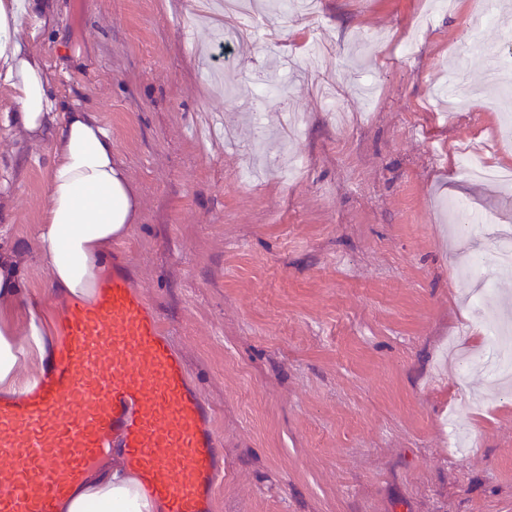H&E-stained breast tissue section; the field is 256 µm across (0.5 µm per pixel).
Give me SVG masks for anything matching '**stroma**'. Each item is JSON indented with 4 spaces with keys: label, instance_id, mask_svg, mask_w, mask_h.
<instances>
[{
    "label": "stroma",
    "instance_id": "stroma-1",
    "mask_svg": "<svg viewBox=\"0 0 512 512\" xmlns=\"http://www.w3.org/2000/svg\"><path fill=\"white\" fill-rule=\"evenodd\" d=\"M431 2L321 0L286 21L261 5L225 48L210 0H44L21 32L62 103L111 130L138 193L114 248L217 413L215 512H512V385L455 371L512 291L489 233L459 234L512 226V186L459 164L473 146L512 168L484 107L512 89L486 84L512 54V0L482 49L481 0ZM258 78L287 98L250 100ZM47 155L0 123V243L52 334L61 298L33 256Z\"/></svg>",
    "mask_w": 512,
    "mask_h": 512
}]
</instances>
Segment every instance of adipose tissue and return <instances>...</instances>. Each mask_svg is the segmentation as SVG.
Returning <instances> with one entry per match:
<instances>
[{
	"label": "adipose tissue",
	"mask_w": 512,
	"mask_h": 512,
	"mask_svg": "<svg viewBox=\"0 0 512 512\" xmlns=\"http://www.w3.org/2000/svg\"><path fill=\"white\" fill-rule=\"evenodd\" d=\"M37 0H0V87L16 104L6 126L46 139L52 148L46 198L35 252L53 288L63 295L90 296L108 258L107 247L139 220L138 197L124 165L112 155V133L95 112L62 108L51 94L47 71L19 36L34 16ZM44 322L29 311L24 342L0 328V388L23 380L25 357L42 355ZM134 478L113 468L79 488L66 512H156Z\"/></svg>",
	"instance_id": "obj_1"
}]
</instances>
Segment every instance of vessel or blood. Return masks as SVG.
Returning a JSON list of instances; mask_svg holds the SVG:
<instances>
[{"instance_id":"vessel-or-blood-1","label":"vessel or blood","mask_w":512,"mask_h":512,"mask_svg":"<svg viewBox=\"0 0 512 512\" xmlns=\"http://www.w3.org/2000/svg\"><path fill=\"white\" fill-rule=\"evenodd\" d=\"M57 324L47 366L0 395V512H61L104 455L162 512H214L215 411L120 258Z\"/></svg>"}]
</instances>
